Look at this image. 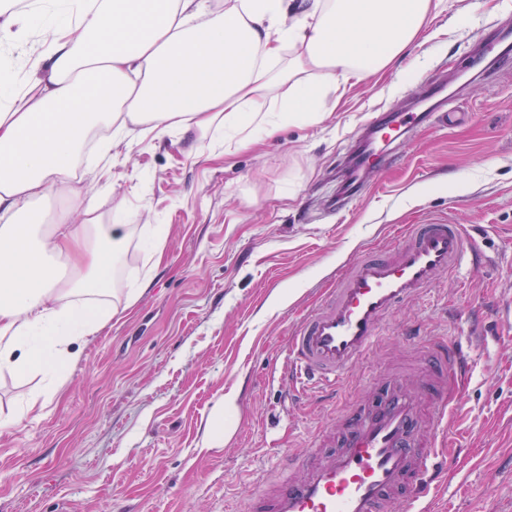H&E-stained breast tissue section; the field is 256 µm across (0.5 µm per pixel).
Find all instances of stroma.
<instances>
[{
  "mask_svg": "<svg viewBox=\"0 0 512 512\" xmlns=\"http://www.w3.org/2000/svg\"><path fill=\"white\" fill-rule=\"evenodd\" d=\"M495 21L512 44V0H443L409 56L331 94L321 122L284 125L256 145L228 154L216 144L195 159L198 134L174 133L115 144L103 174L79 163L72 195L40 203V231L71 214L77 195L95 196L106 224L117 208L133 213L107 279L117 313L56 378L0 370V512H224L225 500L245 498L257 463L300 447L331 414L287 398L290 326L349 260L393 246L399 225H474L491 262L440 288L457 324L420 303L398 310L346 394L417 363L423 344L402 343L407 325L420 323L424 338L463 334L473 306L512 295V72L471 80L453 126L421 128L353 211L323 212L371 114L453 70ZM103 179L111 191L98 192ZM306 207L317 222H301ZM148 226L165 230L160 256L143 244ZM487 329L455 418L468 453L434 512H512V321L492 317Z\"/></svg>",
  "mask_w": 512,
  "mask_h": 512,
  "instance_id": "35a3bbf8",
  "label": "stroma"
}]
</instances>
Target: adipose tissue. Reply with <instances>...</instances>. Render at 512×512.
<instances>
[{"label": "adipose tissue", "instance_id": "adipose-tissue-1", "mask_svg": "<svg viewBox=\"0 0 512 512\" xmlns=\"http://www.w3.org/2000/svg\"><path fill=\"white\" fill-rule=\"evenodd\" d=\"M441 0H0V43L37 37L0 70V369L54 374L115 313L98 283L129 213L99 223L94 199L40 241L35 202L70 190L99 123L245 145L284 123L318 122L328 95L406 54Z\"/></svg>", "mask_w": 512, "mask_h": 512}]
</instances>
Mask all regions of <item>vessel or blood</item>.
<instances>
[{"label":"vessel or blood","instance_id":"b4317fda","mask_svg":"<svg viewBox=\"0 0 512 512\" xmlns=\"http://www.w3.org/2000/svg\"><path fill=\"white\" fill-rule=\"evenodd\" d=\"M501 30L477 41L492 52L483 79L512 69V53L498 50ZM436 72L422 84L432 104L424 110L380 108L365 132L371 151L359 162L379 176L402 142L421 126H447L454 105ZM339 190L330 201L347 212L368 191L350 165L336 170ZM482 257L474 235L459 224H406L391 249L366 251L349 261L321 303L289 333V380L305 397L331 406L330 418L301 448L287 455L288 471L262 478L257 492L232 512H428L443 478L458 465L452 419L466 388L469 355L462 342L431 338L415 375L389 372L353 402L337 404L348 374L376 348L389 318L401 307L430 298L442 281Z\"/></svg>","mask_w":512,"mask_h":512}]
</instances>
